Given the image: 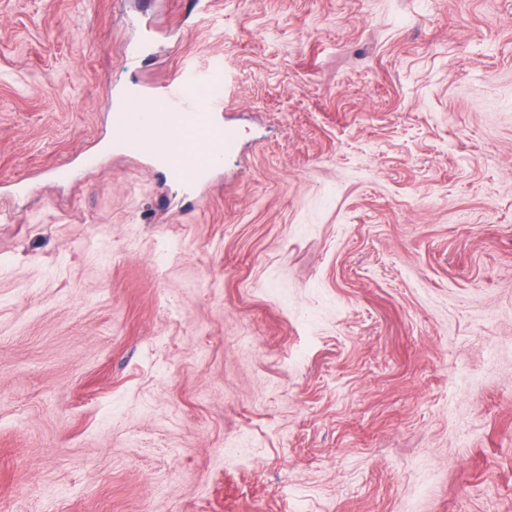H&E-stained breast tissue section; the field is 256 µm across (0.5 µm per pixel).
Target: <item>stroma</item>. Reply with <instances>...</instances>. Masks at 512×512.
<instances>
[{"label": "stroma", "instance_id": "1", "mask_svg": "<svg viewBox=\"0 0 512 512\" xmlns=\"http://www.w3.org/2000/svg\"><path fill=\"white\" fill-rule=\"evenodd\" d=\"M0 512H512V0H0ZM158 100L165 112H140L143 102L137 108L113 110V151L128 155L160 154L173 176L185 177L193 168L194 178L198 180L217 167L226 152L236 148L234 133L211 122L212 113L224 108L223 93L216 76L192 80L175 77L165 84ZM151 122L165 133L162 139L142 133L144 126ZM191 129L206 135L209 148L192 168H188L184 164L181 147Z\"/></svg>", "mask_w": 512, "mask_h": 512}]
</instances>
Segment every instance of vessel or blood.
<instances>
[{"mask_svg":"<svg viewBox=\"0 0 512 512\" xmlns=\"http://www.w3.org/2000/svg\"><path fill=\"white\" fill-rule=\"evenodd\" d=\"M159 102L161 109L157 112L133 107L113 111V151L159 154L173 176L182 178L191 173L200 179L220 164L225 153L235 149L234 133L211 121L212 113L224 107L216 77L173 78L165 84ZM150 123L159 129V136L144 135L143 128Z\"/></svg>","mask_w":512,"mask_h":512,"instance_id":"obj_1","label":"vessel or blood"}]
</instances>
